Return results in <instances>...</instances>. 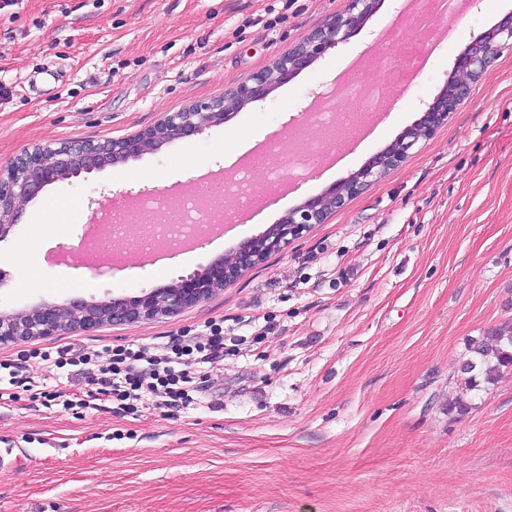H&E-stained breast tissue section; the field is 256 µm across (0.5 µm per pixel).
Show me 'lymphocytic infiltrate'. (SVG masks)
I'll return each mask as SVG.
<instances>
[{"label": "lymphocytic infiltrate", "instance_id": "1", "mask_svg": "<svg viewBox=\"0 0 512 512\" xmlns=\"http://www.w3.org/2000/svg\"><path fill=\"white\" fill-rule=\"evenodd\" d=\"M27 358L45 363L53 377L66 379L73 392L63 408H95L111 400L118 414L136 413L144 399L169 413L189 405L201 386L195 380L198 365L218 368L224 360V329L214 324L207 336H172L168 341L113 350L108 360L97 351L59 347L49 352L27 351Z\"/></svg>", "mask_w": 512, "mask_h": 512}]
</instances>
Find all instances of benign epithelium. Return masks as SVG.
Instances as JSON below:
<instances>
[{
	"instance_id": "1",
	"label": "benign epithelium",
	"mask_w": 512,
	"mask_h": 512,
	"mask_svg": "<svg viewBox=\"0 0 512 512\" xmlns=\"http://www.w3.org/2000/svg\"><path fill=\"white\" fill-rule=\"evenodd\" d=\"M381 4L382 0H346L341 14L315 28L305 40L282 53L268 68L256 72L233 92L169 112L153 127L96 143L36 145L23 151L0 166V241L16 226L24 207L47 186L83 171L124 164L165 144L193 138L223 124L247 105L264 100L275 87L290 81L328 50L346 42ZM506 46L512 48V12L490 30L474 37L455 58L456 81L452 87H443L430 102L423 104L418 121L401 133L390 153L372 156L358 171L304 199L276 224L242 240L203 269L165 287L144 290L137 296L75 298L62 304L43 301L18 311H1L0 345L47 338L64 330L90 332L106 324L128 325L175 315L210 298L258 265L263 257L286 249L314 225L324 223L332 212L344 208L353 197L381 179L387 165L402 163L409 150L420 140L430 138L448 121L450 114L470 96L472 85Z\"/></svg>"
}]
</instances>
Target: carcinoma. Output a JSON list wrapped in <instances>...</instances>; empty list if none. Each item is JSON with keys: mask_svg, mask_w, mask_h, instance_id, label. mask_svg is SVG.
<instances>
[{"mask_svg": "<svg viewBox=\"0 0 512 512\" xmlns=\"http://www.w3.org/2000/svg\"><path fill=\"white\" fill-rule=\"evenodd\" d=\"M471 357L460 368L466 388L490 384L502 370L512 369V321L491 328L469 345Z\"/></svg>", "mask_w": 512, "mask_h": 512, "instance_id": "obj_1", "label": "carcinoma"}]
</instances>
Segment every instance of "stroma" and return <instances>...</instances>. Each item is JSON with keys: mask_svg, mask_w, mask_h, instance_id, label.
<instances>
[{"mask_svg": "<svg viewBox=\"0 0 512 512\" xmlns=\"http://www.w3.org/2000/svg\"><path fill=\"white\" fill-rule=\"evenodd\" d=\"M385 0L263 102L188 141L55 183L0 242V311L139 295L201 270L288 209L356 172L420 116L459 52L512 0L449 20L452 41ZM345 0H12L0 8V165L37 144L103 141L233 91L332 20ZM424 45V65L381 104L339 165L248 210L222 240L97 276L49 253L74 243L90 201L183 171L220 172L308 113L351 60L367 69L388 34ZM53 228L33 232L36 224ZM512 319V49H503L445 126L324 223L179 314L34 340L37 348L203 335L223 323L220 371L188 408L161 415L0 407V512H512V370L467 390L471 340ZM464 397L466 414L448 408Z\"/></svg>", "mask_w": 512, "mask_h": 512, "instance_id": "1", "label": "stroma"}]
</instances>
